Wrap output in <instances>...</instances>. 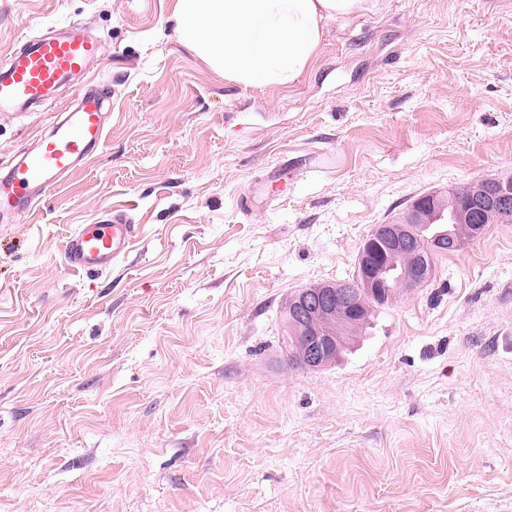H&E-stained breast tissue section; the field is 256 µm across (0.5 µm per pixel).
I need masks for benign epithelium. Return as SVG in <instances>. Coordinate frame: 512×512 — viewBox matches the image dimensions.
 Masks as SVG:
<instances>
[{
    "mask_svg": "<svg viewBox=\"0 0 512 512\" xmlns=\"http://www.w3.org/2000/svg\"><path fill=\"white\" fill-rule=\"evenodd\" d=\"M427 194L416 201L404 217L390 224L375 227L364 239L357 255L356 276L352 281L316 283L290 296L284 306L292 324L298 330V364L309 370H319L335 362L338 343L332 328L336 316L357 324L363 314L381 299L379 261L397 260L417 250L414 224H427L452 206L451 219H471L474 233L484 228L483 216L489 219L512 215V179L491 178L468 184L466 194L459 198ZM470 239L461 236H434L430 247L434 251L454 252ZM433 277L431 265L418 261L400 270L402 290L424 286Z\"/></svg>",
    "mask_w": 512,
    "mask_h": 512,
    "instance_id": "obj_1",
    "label": "benign epithelium"
}]
</instances>
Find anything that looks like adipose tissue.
Masks as SVG:
<instances>
[{
	"mask_svg": "<svg viewBox=\"0 0 512 512\" xmlns=\"http://www.w3.org/2000/svg\"><path fill=\"white\" fill-rule=\"evenodd\" d=\"M369 0H173L179 42L225 83L275 91L306 74L325 26Z\"/></svg>",
	"mask_w": 512,
	"mask_h": 512,
	"instance_id": "adipose-tissue-1",
	"label": "adipose tissue"
}]
</instances>
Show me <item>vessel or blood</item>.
<instances>
[{"instance_id":"vessel-or-blood-1","label":"vessel or blood","mask_w":512,"mask_h":512,"mask_svg":"<svg viewBox=\"0 0 512 512\" xmlns=\"http://www.w3.org/2000/svg\"><path fill=\"white\" fill-rule=\"evenodd\" d=\"M102 56L101 43L76 21L26 37L0 65V112L23 115L56 100L62 87L88 76ZM103 103L101 94H78L63 106L48 132L17 153L6 182L0 183V214L20 211L55 190L64 175L103 146ZM133 233L134 226L123 213L80 225L65 242L64 260L79 272L110 268L124 254Z\"/></svg>"}]
</instances>
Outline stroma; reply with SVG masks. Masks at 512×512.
Listing matches in <instances>:
<instances>
[{"label":"stroma","mask_w":512,"mask_h":512,"mask_svg":"<svg viewBox=\"0 0 512 512\" xmlns=\"http://www.w3.org/2000/svg\"><path fill=\"white\" fill-rule=\"evenodd\" d=\"M71 21L106 140L0 220V512H512V224L329 367L281 322L375 225L512 172V0H372L274 92L225 86L172 0H0V57ZM50 118L0 115V165ZM119 211L126 253L68 269ZM134 230L123 213L81 224L65 241L64 260L71 270L79 272L110 268L124 254Z\"/></svg>","instance_id":"1"}]
</instances>
